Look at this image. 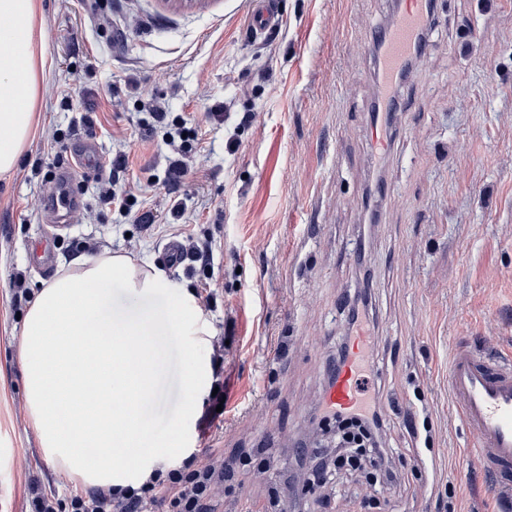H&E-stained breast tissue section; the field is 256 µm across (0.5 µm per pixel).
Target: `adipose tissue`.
<instances>
[{"instance_id": "obj_1", "label": "adipose tissue", "mask_w": 512, "mask_h": 512, "mask_svg": "<svg viewBox=\"0 0 512 512\" xmlns=\"http://www.w3.org/2000/svg\"><path fill=\"white\" fill-rule=\"evenodd\" d=\"M47 70L41 0H0V177L33 138ZM45 284L29 306L18 346L26 409L46 456L76 484L112 489L140 480L143 458L168 441L149 439L146 411L164 372L161 336L197 319L192 298L168 311L115 306L114 287L158 294L168 281L120 254L83 257ZM130 450L115 467L116 449Z\"/></svg>"}]
</instances>
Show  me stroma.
Returning <instances> with one entry per match:
<instances>
[{"label": "stroma", "instance_id": "stroma-1", "mask_svg": "<svg viewBox=\"0 0 512 512\" xmlns=\"http://www.w3.org/2000/svg\"><path fill=\"white\" fill-rule=\"evenodd\" d=\"M398 2L279 0V30L257 39L248 0H112L95 15L87 0H42L51 69L40 123L0 177V512H29L34 484L75 490L28 423L19 315L76 257L113 252L168 279L145 309L212 299L167 337L146 420L149 438H179L168 465L201 466L213 451L241 460L213 512L264 505L296 475L294 447L349 334L345 301L363 287L376 353L367 381L401 481L341 471L328 507L304 487L282 495L281 512H512L463 455L470 438L447 385L458 341L512 354V0H435L430 49L399 86L398 127L380 148L371 36ZM155 99L196 133L183 177L166 178L164 130L146 124ZM219 103L224 118H210ZM85 135L107 157L125 148L120 181L136 200L118 211L93 172L78 173L81 206L58 229L44 186ZM172 241L212 254L175 265L163 257ZM190 356L210 371L194 395ZM413 420L429 447L416 446Z\"/></svg>", "mask_w": 512, "mask_h": 512}]
</instances>
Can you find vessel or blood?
Segmentation results:
<instances>
[{"instance_id": "obj_1", "label": "vessel or blood", "mask_w": 512, "mask_h": 512, "mask_svg": "<svg viewBox=\"0 0 512 512\" xmlns=\"http://www.w3.org/2000/svg\"><path fill=\"white\" fill-rule=\"evenodd\" d=\"M428 0H407L395 21L381 33L383 49L378 70L382 83H389L410 53L418 30L426 22ZM280 21L277 0H252L250 30L261 36L276 28ZM70 162L59 168L49 185L50 194L60 195L63 207L76 209L78 198L65 193L69 180L80 169H91L101 160L95 139L83 138L70 153ZM366 334H358L347 365L335 384L327 391L325 401L337 410L351 409L359 403L358 360L368 344ZM448 392L455 412L467 427L471 442L465 454L496 480L500 492L512 490L507 475L512 472V358L476 351L470 344L457 346L448 370Z\"/></svg>"}]
</instances>
